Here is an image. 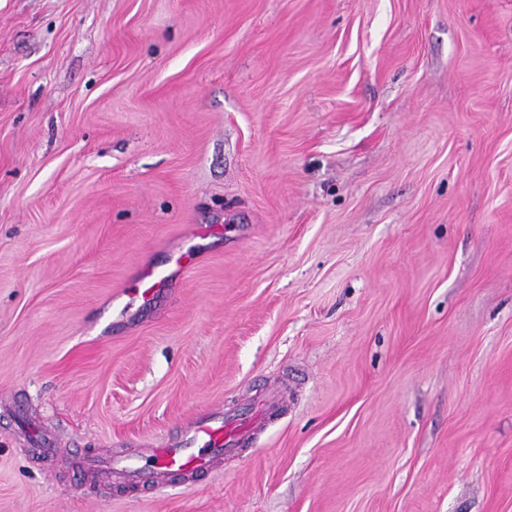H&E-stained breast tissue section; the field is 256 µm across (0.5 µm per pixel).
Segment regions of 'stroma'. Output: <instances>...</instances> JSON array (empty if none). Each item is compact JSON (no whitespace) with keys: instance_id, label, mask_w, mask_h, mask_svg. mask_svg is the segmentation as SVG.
Instances as JSON below:
<instances>
[{"instance_id":"stroma-1","label":"stroma","mask_w":512,"mask_h":512,"mask_svg":"<svg viewBox=\"0 0 512 512\" xmlns=\"http://www.w3.org/2000/svg\"><path fill=\"white\" fill-rule=\"evenodd\" d=\"M0 512H512V0H0ZM169 277L166 269L158 267L144 268L139 277V281H144L147 287L141 292V299L143 302L154 299L157 293L165 285ZM279 409L276 396H264L254 402L248 417L224 414L223 408L200 416L183 441L161 438L133 457H117L108 451L91 458L80 457L78 462L87 471L113 481L182 486L176 477L208 468L222 455L239 452L273 420Z\"/></svg>"}]
</instances>
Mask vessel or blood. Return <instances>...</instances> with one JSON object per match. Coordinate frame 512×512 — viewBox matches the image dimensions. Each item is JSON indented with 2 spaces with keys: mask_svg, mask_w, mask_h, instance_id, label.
Here are the masks:
<instances>
[{
  "mask_svg": "<svg viewBox=\"0 0 512 512\" xmlns=\"http://www.w3.org/2000/svg\"><path fill=\"white\" fill-rule=\"evenodd\" d=\"M168 277L167 270L158 267L143 269L140 273L145 283L142 301L154 299ZM278 410L277 397L268 395L255 401L250 416L230 415L220 409L211 411L192 423L185 439L175 442L160 439L133 457H117L105 452L80 458L79 463L87 471L113 481L172 486L177 477L210 467L217 458L239 452L273 420Z\"/></svg>",
  "mask_w": 512,
  "mask_h": 512,
  "instance_id": "b4317fda",
  "label": "vessel or blood"
}]
</instances>
